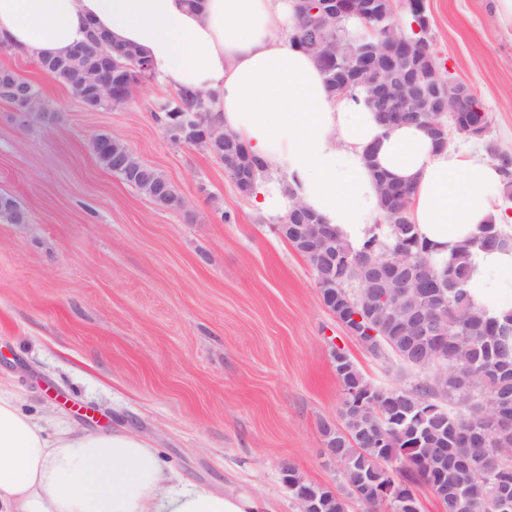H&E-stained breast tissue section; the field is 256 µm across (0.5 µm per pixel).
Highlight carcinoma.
Wrapping results in <instances>:
<instances>
[{"label": "carcinoma", "mask_w": 512, "mask_h": 512, "mask_svg": "<svg viewBox=\"0 0 512 512\" xmlns=\"http://www.w3.org/2000/svg\"><path fill=\"white\" fill-rule=\"evenodd\" d=\"M81 60L44 58L40 68L66 89L87 72L99 71L106 83L121 81L124 97L131 95L139 79L128 68L131 57L141 56L134 47H115L109 34ZM409 38L397 24L394 0H365L361 15L325 19L312 30L295 14L292 44L308 55L321 47L333 49L330 60L319 63L329 89L350 65L356 49L376 40ZM15 89L36 102L31 118L56 119L51 104L32 82L8 71ZM157 119L172 140L200 145L215 158L224 151L208 148L205 136L212 125L210 110L198 93H179L157 105ZM488 115L461 114L458 133L470 127L484 129ZM99 163L134 186L153 203L177 209L181 199L163 174L144 164L124 143L109 134L91 142ZM383 217L390 224L386 239L373 237L355 248L336 235L321 262L328 276L333 261L369 258L381 262L401 251L406 271L420 280L394 300H379L380 288L362 286L371 268H351L336 286L320 289L331 296L330 310L352 332L358 343L376 332L377 347L368 350L375 359L396 356L415 371L408 389L384 388L369 381L346 351H332L336 376L343 388V426L323 424L322 433L333 461L342 467L346 491L331 492L309 483L293 469L286 471L288 488L301 500L303 512H348V499H355L367 512H411L413 487L424 483L436 489L443 512H512V309L491 317L477 305L468 288L469 256L474 247L512 250V233L495 223L482 227L484 237L459 248L440 266L426 255L416 226L409 222L405 200L379 191ZM0 220L11 224L26 221L24 210L9 194H0ZM435 320L438 336H416L410 328L415 317ZM405 462L395 471L391 460ZM395 475H390V472Z\"/></svg>", "instance_id": "carcinoma-1"}]
</instances>
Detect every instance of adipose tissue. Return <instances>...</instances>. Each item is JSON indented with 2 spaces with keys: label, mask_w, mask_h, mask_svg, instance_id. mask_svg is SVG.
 Segmentation results:
<instances>
[{
  "label": "adipose tissue",
  "mask_w": 512,
  "mask_h": 512,
  "mask_svg": "<svg viewBox=\"0 0 512 512\" xmlns=\"http://www.w3.org/2000/svg\"><path fill=\"white\" fill-rule=\"evenodd\" d=\"M294 0H0V45L66 56L89 26L138 47L159 84L209 93L218 125L263 168L252 195L278 224L299 202L353 246L385 237L377 172L412 188L408 217L441 262L483 224L512 221L505 176L416 125L383 126L364 100L331 93L291 36ZM472 296L512 301V250L472 251ZM265 500L177 482L155 448L125 432H48L0 385V512H268Z\"/></svg>",
  "instance_id": "adipose-tissue-1"
}]
</instances>
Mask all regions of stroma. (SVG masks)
I'll use <instances>...</instances> for the list:
<instances>
[{"mask_svg": "<svg viewBox=\"0 0 512 512\" xmlns=\"http://www.w3.org/2000/svg\"><path fill=\"white\" fill-rule=\"evenodd\" d=\"M431 49L489 117L448 144L494 163L512 155V23L496 0H426ZM0 68L33 82L59 115L23 124L0 101V193L28 221H0V383L28 414L149 439L198 487L302 512L294 468L333 491L343 479L323 423L341 425L340 346L379 386L409 387L319 295L309 261L241 195L218 159L171 140L155 117L172 99L155 78L116 109L91 111L39 65L0 47ZM101 133L163 172L182 200L163 209L104 170Z\"/></svg>", "mask_w": 512, "mask_h": 512, "instance_id": "1", "label": "stroma"}]
</instances>
